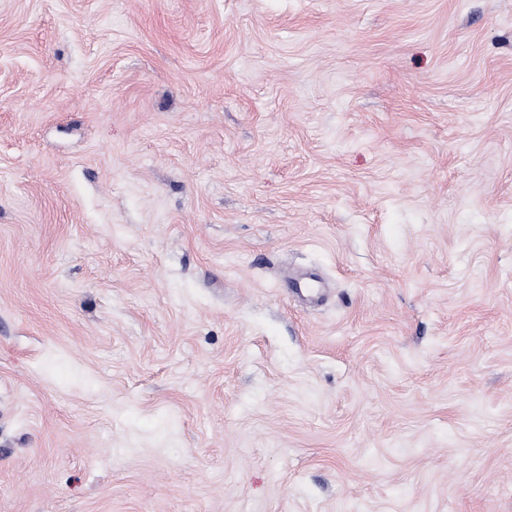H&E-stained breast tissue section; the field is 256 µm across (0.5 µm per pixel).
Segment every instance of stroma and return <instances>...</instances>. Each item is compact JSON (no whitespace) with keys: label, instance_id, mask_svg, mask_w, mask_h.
Wrapping results in <instances>:
<instances>
[{"label":"stroma","instance_id":"stroma-1","mask_svg":"<svg viewBox=\"0 0 512 512\" xmlns=\"http://www.w3.org/2000/svg\"><path fill=\"white\" fill-rule=\"evenodd\" d=\"M0 512H512V0H0Z\"/></svg>","mask_w":512,"mask_h":512}]
</instances>
